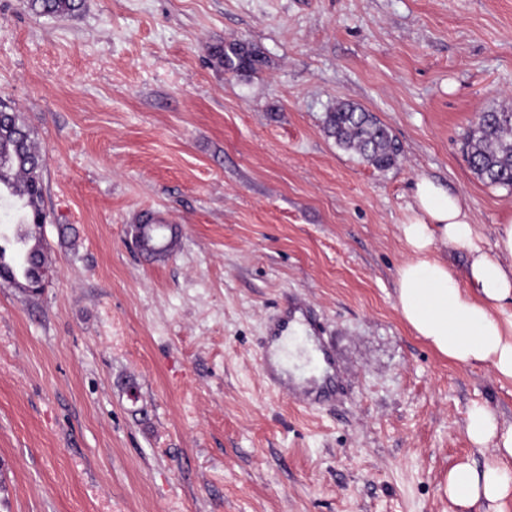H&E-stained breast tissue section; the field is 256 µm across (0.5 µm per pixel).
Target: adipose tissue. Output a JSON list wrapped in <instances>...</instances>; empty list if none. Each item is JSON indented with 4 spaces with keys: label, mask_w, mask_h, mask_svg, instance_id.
Here are the masks:
<instances>
[{
    "label": "adipose tissue",
    "mask_w": 512,
    "mask_h": 512,
    "mask_svg": "<svg viewBox=\"0 0 512 512\" xmlns=\"http://www.w3.org/2000/svg\"><path fill=\"white\" fill-rule=\"evenodd\" d=\"M400 231L410 252L397 272L395 308L403 321L449 360L487 364L512 380V213L497 225L495 252L487 254L475 241L467 201L422 177ZM443 249L470 253L466 283L449 271ZM466 433L476 447L493 445L495 459L480 471L457 465L440 490L459 506L483 501L491 512H505L512 501V425L501 426L490 408L476 405Z\"/></svg>",
    "instance_id": "adipose-tissue-1"
}]
</instances>
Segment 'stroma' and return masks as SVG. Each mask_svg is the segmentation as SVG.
<instances>
[{"label":"stroma","instance_id":"1","mask_svg":"<svg viewBox=\"0 0 512 512\" xmlns=\"http://www.w3.org/2000/svg\"><path fill=\"white\" fill-rule=\"evenodd\" d=\"M263 52L215 69L216 41ZM0 100L46 157L37 294L0 283V512H485L439 486L483 468L468 410L512 425V381L401 319L417 179L466 197L492 251L512 189L463 155L512 107V0H0ZM339 101L398 139L377 170L323 130ZM162 215L174 249L134 244ZM306 304L336 396L266 384V326ZM29 11L39 15L68 16L82 7V0H25ZM161 220L162 218L159 216L151 214L149 221L155 222V224H139L137 227L136 244L140 251L148 257L160 258L167 255L175 241L176 235L172 232L169 242L160 241L156 231L163 226L160 223Z\"/></svg>","mask_w":512,"mask_h":512}]
</instances>
